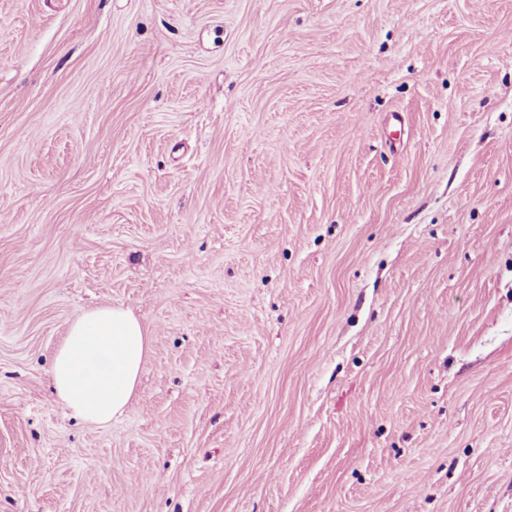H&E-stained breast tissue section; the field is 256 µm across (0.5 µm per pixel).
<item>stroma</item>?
Masks as SVG:
<instances>
[{
  "mask_svg": "<svg viewBox=\"0 0 512 512\" xmlns=\"http://www.w3.org/2000/svg\"><path fill=\"white\" fill-rule=\"evenodd\" d=\"M0 512H512V0H0ZM150 350L140 320L121 306L76 315L56 351L50 381L73 417L104 425L123 414Z\"/></svg>",
  "mask_w": 512,
  "mask_h": 512,
  "instance_id": "stroma-1",
  "label": "stroma"
}]
</instances>
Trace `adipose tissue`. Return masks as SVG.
I'll return each instance as SVG.
<instances>
[{"instance_id": "obj_1", "label": "adipose tissue", "mask_w": 512, "mask_h": 512, "mask_svg": "<svg viewBox=\"0 0 512 512\" xmlns=\"http://www.w3.org/2000/svg\"><path fill=\"white\" fill-rule=\"evenodd\" d=\"M149 350L146 329L128 309L105 306L76 315L50 370L57 402L77 419L111 422L133 398Z\"/></svg>"}]
</instances>
